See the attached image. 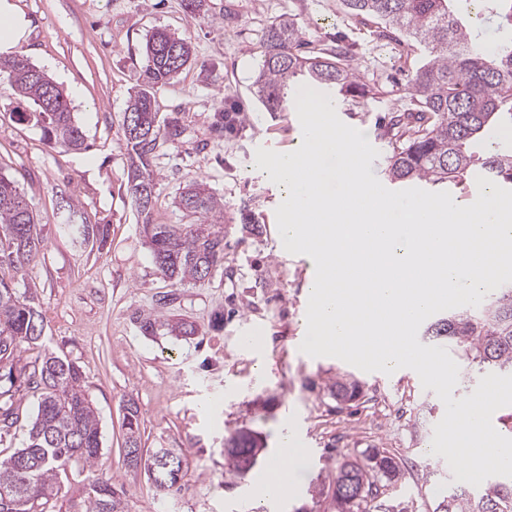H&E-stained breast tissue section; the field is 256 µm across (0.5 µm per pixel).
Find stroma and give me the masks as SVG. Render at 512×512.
<instances>
[{
	"label": "stroma",
	"instance_id": "obj_1",
	"mask_svg": "<svg viewBox=\"0 0 512 512\" xmlns=\"http://www.w3.org/2000/svg\"><path fill=\"white\" fill-rule=\"evenodd\" d=\"M15 2L31 28L19 54L63 90L88 144L63 150L41 126L18 120L27 105L0 73V173L16 181L42 237L16 282L39 304L43 348L85 375L102 435L95 470L124 488V512H330L337 463L375 447L390 450L403 471L383 503L434 512L456 486L445 458L428 451L443 408L435 390L406 368L368 373L300 350L315 266L281 247L275 210L284 190L258 170L255 150L261 142L297 149L302 129L296 113L265 111L252 87L266 29L293 19L313 47H345L362 80L377 88L347 123L385 157L389 136L378 119L404 109L419 45L379 35L340 0H206V15L195 20L182 0ZM156 29L188 38L194 58L154 90L159 120L178 119L184 134L152 160L153 221L185 223L174 200L195 181L223 199L224 268L202 283L175 285L159 273L128 192L123 117ZM226 112L238 115L230 130ZM68 203L86 223L106 225L103 243L81 248L58 233L56 213ZM166 294L173 303L159 306ZM149 318L183 321L193 332L148 334L141 323ZM338 378L360 383L359 400L336 401L329 386ZM131 404L144 450L182 449L178 491H156L143 469L128 465L122 424ZM285 423L307 454L295 470V495L265 502L261 476ZM238 432L254 435L260 448L244 475L224 455L225 439Z\"/></svg>",
	"mask_w": 512,
	"mask_h": 512
}]
</instances>
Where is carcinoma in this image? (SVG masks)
I'll use <instances>...</instances> for the list:
<instances>
[{
    "instance_id": "cac0c4a2",
    "label": "carcinoma",
    "mask_w": 512,
    "mask_h": 512,
    "mask_svg": "<svg viewBox=\"0 0 512 512\" xmlns=\"http://www.w3.org/2000/svg\"><path fill=\"white\" fill-rule=\"evenodd\" d=\"M344 10L362 23L383 31L395 30L424 46L428 58L412 71L409 107L391 117L388 177L400 184H455L478 167L512 188V151H472L490 137L497 124L512 125V40L488 50L480 45L469 23L467 0H341ZM501 25L512 27V0H493ZM141 88L130 96L124 117L141 116L153 128L147 139L126 137L129 150V193L140 214L144 232L160 274L173 284L203 282L224 268V201L206 182L185 187L176 206L188 224H155L154 176L151 160L166 142L179 139L184 129L176 122L160 124L152 90L174 79L192 60L191 42L165 30L147 38ZM22 55L0 58V72L8 74L20 98L30 107L19 119L43 126L49 140L66 150H86L62 90ZM302 77L311 88L332 91L361 103L370 90L338 46L306 49L295 23L282 19L270 25L255 85L268 112L290 107L288 87ZM33 214L15 181L0 173V436L14 430L25 434L23 447L0 459V512H124L122 491L109 479L87 477L79 499L64 491L61 474L73 464L93 470L102 445L96 411L86 394L84 375L72 361L52 351L33 361L23 357L44 335V321L35 298L15 288V274L39 252ZM60 232L83 245L105 234L86 224L69 207L60 216ZM424 335L446 341L478 369L512 374V286L484 298L477 307L441 316ZM336 399L355 401L361 395L355 382L336 381ZM38 398L36 416L21 423L20 393ZM125 444L140 447L137 410L128 407L123 423ZM228 466L239 472L253 463L249 436L227 440ZM401 476L396 457L383 448H368L363 461L336 466L333 512H379L380 489L394 486ZM155 487L168 491L179 471L159 469ZM435 512H512V480L488 481L477 492L457 487L438 502Z\"/></svg>"
}]
</instances>
